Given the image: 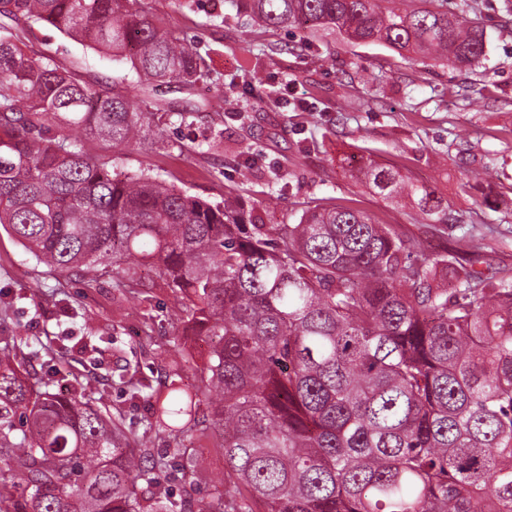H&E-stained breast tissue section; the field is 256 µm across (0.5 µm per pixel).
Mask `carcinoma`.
<instances>
[{
  "label": "carcinoma",
  "instance_id": "1",
  "mask_svg": "<svg viewBox=\"0 0 512 512\" xmlns=\"http://www.w3.org/2000/svg\"><path fill=\"white\" fill-rule=\"evenodd\" d=\"M394 2L248 0V16L452 69L485 56L470 4ZM129 3L0 0V224L37 265L89 286L108 263L151 266L183 326L211 340L197 383L182 381L185 357L160 388H131L175 452L221 439L223 490L186 512H512V276L426 251L351 206L271 227L231 198L88 156L86 137L151 146L194 109L141 92L204 76L194 43ZM36 25L125 59L134 78L84 81L51 52H26ZM363 175L385 199L411 198L423 223H458L399 170L371 160ZM31 345L18 328L0 336V512H175L165 462L103 398H85L91 378L65 393L59 370L27 382Z\"/></svg>",
  "mask_w": 512,
  "mask_h": 512
}]
</instances>
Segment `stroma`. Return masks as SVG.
<instances>
[{"label":"stroma","instance_id":"1","mask_svg":"<svg viewBox=\"0 0 512 512\" xmlns=\"http://www.w3.org/2000/svg\"><path fill=\"white\" fill-rule=\"evenodd\" d=\"M486 35L479 63L450 69L431 58L399 54L378 44L302 37L296 30L252 26L233 0H151L154 13L199 42L206 74L192 91L157 85L153 100H191L197 110L172 121L150 149H118L95 139L88 155L115 170L148 173L212 201L231 196L254 208L265 224L296 222L315 203H351L380 221L401 227L424 248L454 250L478 269L512 274V0H468ZM29 51H51L57 62L86 80L117 78L129 65L68 38L49 26L24 34ZM217 139L218 151L201 148ZM498 171L467 180L461 150ZM392 165L435 188L458 216L455 224H424L409 199L386 200L362 175L367 160ZM478 241L480 250L470 249ZM142 287H125L123 275L102 269L97 282L58 283L0 228V288L10 302L0 329H21L35 341L26 375L92 378L90 396H104L136 434L147 435L164 458L162 486L174 502L192 496L208 503L224 473V452L203 448L206 467L187 479L186 459L174 454L167 434L148 430L150 405L131 398L118 379L159 383L180 349L204 362L206 337L184 332L173 314L174 297L155 285L150 266ZM76 312L66 321L64 310ZM92 331L98 348L88 360L79 338Z\"/></svg>","mask_w":512,"mask_h":512}]
</instances>
